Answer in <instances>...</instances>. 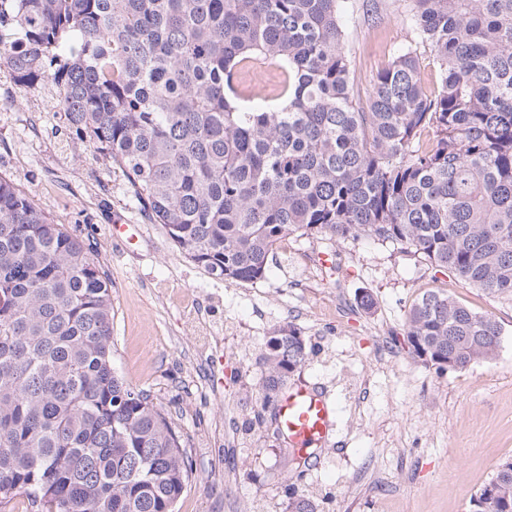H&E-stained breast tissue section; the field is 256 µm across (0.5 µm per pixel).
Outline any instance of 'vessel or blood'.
<instances>
[{"instance_id": "b4317fda", "label": "vessel or blood", "mask_w": 512, "mask_h": 512, "mask_svg": "<svg viewBox=\"0 0 512 512\" xmlns=\"http://www.w3.org/2000/svg\"><path fill=\"white\" fill-rule=\"evenodd\" d=\"M333 409L314 387L289 388L277 408L278 425L286 447L303 453L329 433Z\"/></svg>"}]
</instances>
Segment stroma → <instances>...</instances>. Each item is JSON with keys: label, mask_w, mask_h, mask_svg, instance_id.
<instances>
[{"label": "stroma", "mask_w": 512, "mask_h": 512, "mask_svg": "<svg viewBox=\"0 0 512 512\" xmlns=\"http://www.w3.org/2000/svg\"><path fill=\"white\" fill-rule=\"evenodd\" d=\"M351 4L344 49L361 89L415 32L409 0ZM64 127L51 85L21 87L0 65V174L77 230L111 282L112 365L168 411L193 461L175 512H290V486L325 498L324 512H472L512 456V299L369 238L292 235L264 279L212 278L150 221L121 168ZM115 222L136 225L137 243L111 237ZM432 288L499 322L495 359L440 374L409 354L406 313ZM288 323L315 346L292 383L316 385L334 406L326 440L298 464L242 429L257 408L260 342Z\"/></svg>", "instance_id": "1"}]
</instances>
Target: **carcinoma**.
<instances>
[{
  "instance_id": "cac0c4a2",
  "label": "carcinoma",
  "mask_w": 512,
  "mask_h": 512,
  "mask_svg": "<svg viewBox=\"0 0 512 512\" xmlns=\"http://www.w3.org/2000/svg\"><path fill=\"white\" fill-rule=\"evenodd\" d=\"M348 0H0V63L50 84L76 144L119 166L149 219L210 276L263 279L290 235L397 244L512 297V0H410L416 39L354 88ZM439 64L430 91L418 48ZM280 70L258 109L239 77ZM428 133L429 141L422 142ZM443 372L504 334L442 288L406 315ZM262 412L313 347L292 323L260 346ZM192 459L166 409L112 367V288L83 242L0 175V509L174 512ZM512 512V458L473 501ZM291 512H322L301 494Z\"/></svg>"
}]
</instances>
